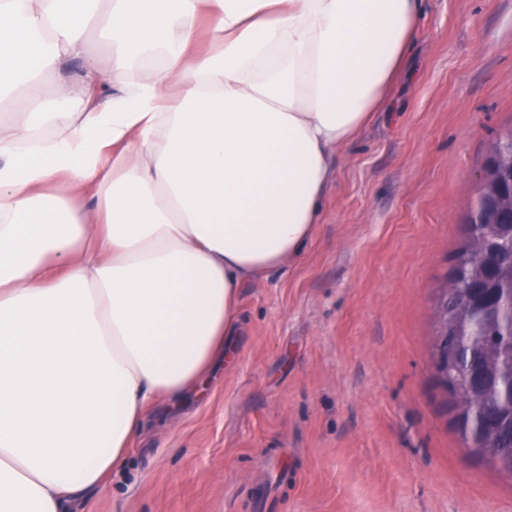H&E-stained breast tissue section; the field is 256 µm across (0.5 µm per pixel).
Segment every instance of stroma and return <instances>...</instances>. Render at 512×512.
<instances>
[{
    "label": "stroma",
    "mask_w": 512,
    "mask_h": 512,
    "mask_svg": "<svg viewBox=\"0 0 512 512\" xmlns=\"http://www.w3.org/2000/svg\"><path fill=\"white\" fill-rule=\"evenodd\" d=\"M512 129V0H422L380 112L300 258L239 291L234 356L151 413L70 512H512L436 372V302Z\"/></svg>",
    "instance_id": "1"
}]
</instances>
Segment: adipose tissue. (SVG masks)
I'll use <instances>...</instances> for the list:
<instances>
[{
    "label": "adipose tissue",
    "instance_id": "obj_1",
    "mask_svg": "<svg viewBox=\"0 0 512 512\" xmlns=\"http://www.w3.org/2000/svg\"><path fill=\"white\" fill-rule=\"evenodd\" d=\"M420 7L0 0V98L27 107L0 116V512H66L207 381L240 286L312 239Z\"/></svg>",
    "mask_w": 512,
    "mask_h": 512
}]
</instances>
